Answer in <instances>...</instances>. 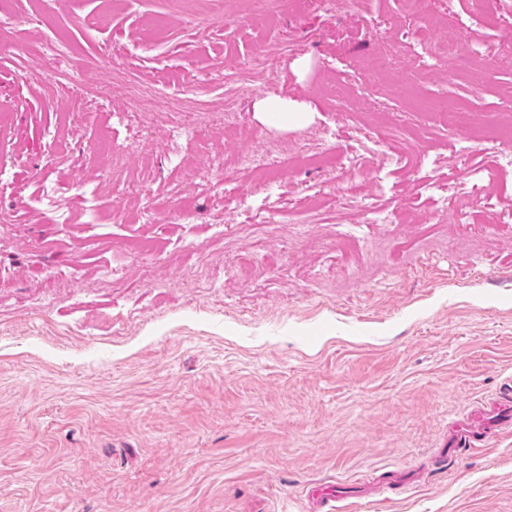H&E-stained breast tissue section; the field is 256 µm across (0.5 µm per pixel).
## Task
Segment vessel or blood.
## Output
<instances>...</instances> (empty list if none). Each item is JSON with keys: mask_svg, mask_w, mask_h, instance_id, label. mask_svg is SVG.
<instances>
[{"mask_svg": "<svg viewBox=\"0 0 512 512\" xmlns=\"http://www.w3.org/2000/svg\"><path fill=\"white\" fill-rule=\"evenodd\" d=\"M509 428H512L511 384L504 385L496 396L485 400L471 417L453 424L448 430V445L452 448H485ZM341 496V491L331 485L313 487L310 494L312 512H335Z\"/></svg>", "mask_w": 512, "mask_h": 512, "instance_id": "1", "label": "vessel or blood"}]
</instances>
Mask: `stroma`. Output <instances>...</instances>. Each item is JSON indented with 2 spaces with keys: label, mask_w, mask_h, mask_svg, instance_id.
<instances>
[{
  "label": "stroma",
  "mask_w": 512,
  "mask_h": 512,
  "mask_svg": "<svg viewBox=\"0 0 512 512\" xmlns=\"http://www.w3.org/2000/svg\"><path fill=\"white\" fill-rule=\"evenodd\" d=\"M469 8L360 0L203 24L171 0H0L24 48L0 51V512H309L333 480L358 489L341 512H512V434L435 465L450 423L512 377V223L485 220L512 208V168L471 224L426 187L455 177L458 206L500 155L471 137L506 104L512 35L470 23L481 82L444 60L367 69L375 24L435 37ZM40 12L99 60L77 76L111 99L39 81ZM240 76L256 89L242 100ZM189 82L208 111H186ZM402 84L466 101V124L410 111ZM156 85L177 112L129 123ZM271 97L306 121L266 124ZM374 133L411 167L334 168ZM278 146L299 161L274 190L245 167L225 184L239 155ZM351 184L392 222L348 215Z\"/></svg>",
  "instance_id": "1"
}]
</instances>
